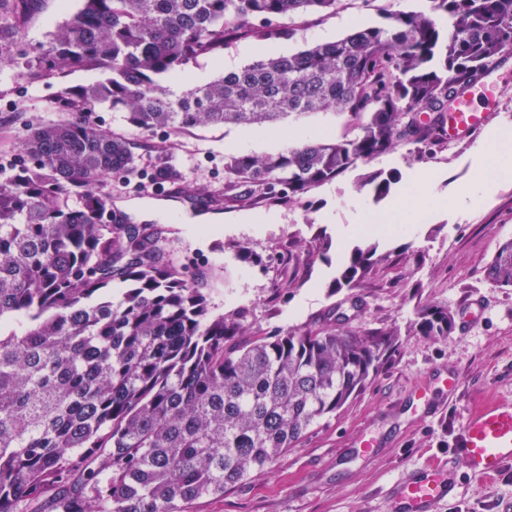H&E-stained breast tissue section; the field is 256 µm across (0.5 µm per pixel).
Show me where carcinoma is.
Here are the masks:
<instances>
[{"label":"carcinoma","mask_w":512,"mask_h":512,"mask_svg":"<svg viewBox=\"0 0 512 512\" xmlns=\"http://www.w3.org/2000/svg\"><path fill=\"white\" fill-rule=\"evenodd\" d=\"M342 0H81L46 46L26 40L34 0H0V54L24 81L56 79L0 184V512H186L264 471L359 393L394 330L307 328L244 340L245 312L212 313L208 279L184 275L165 231L103 222L111 177L139 170L138 143L97 124L103 107L140 135L267 125L334 110L352 136H295L272 154L224 158V193L297 199L402 144L446 142L448 102L512 59V0H424L382 26L267 54L174 95L173 74L236 40L274 42ZM73 70L101 79L70 86ZM246 188L245 195L235 190ZM385 260L353 246L335 288ZM512 287V240L485 270ZM124 284L119 300L107 292ZM450 311L413 329L448 335Z\"/></svg>","instance_id":"obj_1"}]
</instances>
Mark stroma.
<instances>
[{
    "instance_id": "obj_1",
    "label": "stroma",
    "mask_w": 512,
    "mask_h": 512,
    "mask_svg": "<svg viewBox=\"0 0 512 512\" xmlns=\"http://www.w3.org/2000/svg\"><path fill=\"white\" fill-rule=\"evenodd\" d=\"M80 5L81 0H36L27 33L30 47L48 42L53 25ZM420 7V0H342L337 13L300 20L295 36L271 43L270 50L293 53L311 42L341 38L357 25L383 24L395 11ZM258 57L256 42L239 40L223 55L191 65L190 71L213 80L223 73V59L240 68ZM498 85L496 101L487 106V129L473 141L447 143L426 153L396 146L300 199L257 200L248 206L228 201L218 207L208 193L224 186V158L231 155L232 144L244 152L267 154L281 150L285 131L340 138L350 129L339 113L286 118L277 135L264 125L201 126L178 137L160 130L141 140L137 179L126 183L112 178L104 184L118 218L148 232L165 228L188 276L220 274L210 306L217 314L244 310L248 338L325 326L399 332L395 351L336 414L314 424L265 472L224 495L196 500L189 512H394L392 486L432 462L445 466L457 483L454 499L442 512H512V465L497 478L483 480L469 473L454 446L469 410L512 398V287L496 286L485 276L499 246L512 240V181L496 184L475 204L463 197L483 163L491 131L512 130V65L500 70ZM49 93L47 87L17 78L13 67L0 65V182L10 173L3 160L18 158L14 141L23 118ZM165 146L182 182L153 181L157 155ZM375 172L392 179L380 200L366 183ZM187 185L197 187L195 196L184 195ZM159 188L167 191L174 213L220 214L223 224L148 217ZM416 195L430 200L425 218L408 234L381 225L375 240L387 261L356 287L336 289V269L361 241L356 228L366 213L383 212L395 200ZM241 244L258 256V263L237 259ZM472 299L480 301L483 312L467 329L456 326L437 339L413 331L420 309L440 305L457 317ZM444 369L462 375L464 390L442 416L423 419L404 404V396ZM369 435L380 446L365 458L356 445Z\"/></svg>"
}]
</instances>
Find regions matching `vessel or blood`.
Here are the masks:
<instances>
[{
	"mask_svg": "<svg viewBox=\"0 0 512 512\" xmlns=\"http://www.w3.org/2000/svg\"><path fill=\"white\" fill-rule=\"evenodd\" d=\"M498 86L492 76L468 88L454 99L448 110L446 138L465 142L486 124L488 114L473 105L475 97L494 100ZM464 380L460 373H438L433 383L415 385L409 396L424 417L434 416L438 407L434 396L442 392L456 396ZM457 446L470 472L491 479L512 464V401H494L467 414ZM455 480L444 468L425 466L404 477L395 487L399 512H438L440 505L453 497Z\"/></svg>",
	"mask_w": 512,
	"mask_h": 512,
	"instance_id": "b4317fda",
	"label": "vessel or blood"
}]
</instances>
